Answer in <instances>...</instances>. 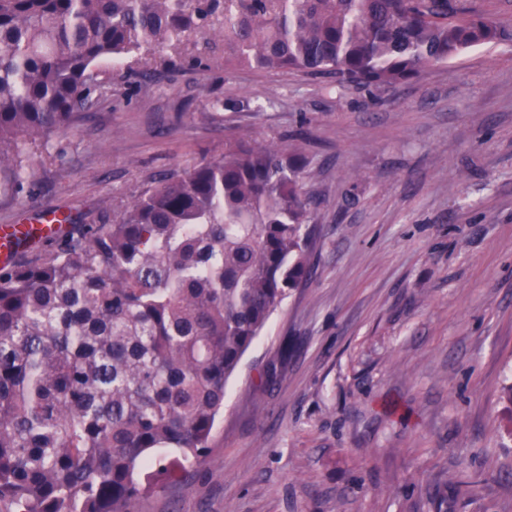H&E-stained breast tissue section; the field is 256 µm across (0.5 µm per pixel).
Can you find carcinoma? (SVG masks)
I'll list each match as a JSON object with an SVG mask.
<instances>
[{
    "label": "carcinoma",
    "mask_w": 512,
    "mask_h": 512,
    "mask_svg": "<svg viewBox=\"0 0 512 512\" xmlns=\"http://www.w3.org/2000/svg\"><path fill=\"white\" fill-rule=\"evenodd\" d=\"M224 65L392 87L495 42L467 0H0V194L30 156L194 32ZM114 66L107 75L101 66ZM302 159L244 138L113 223L0 268V512H135L206 456L225 387L310 273Z\"/></svg>",
    "instance_id": "cac0c4a2"
}]
</instances>
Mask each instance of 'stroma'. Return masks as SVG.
Masks as SVG:
<instances>
[{"label": "stroma", "mask_w": 512, "mask_h": 512, "mask_svg": "<svg viewBox=\"0 0 512 512\" xmlns=\"http://www.w3.org/2000/svg\"><path fill=\"white\" fill-rule=\"evenodd\" d=\"M473 4L504 37L391 88L228 70L198 33L0 197V227L96 224L230 134L303 159L312 273L230 378L207 461L137 512H512V0Z\"/></svg>", "instance_id": "obj_1"}]
</instances>
